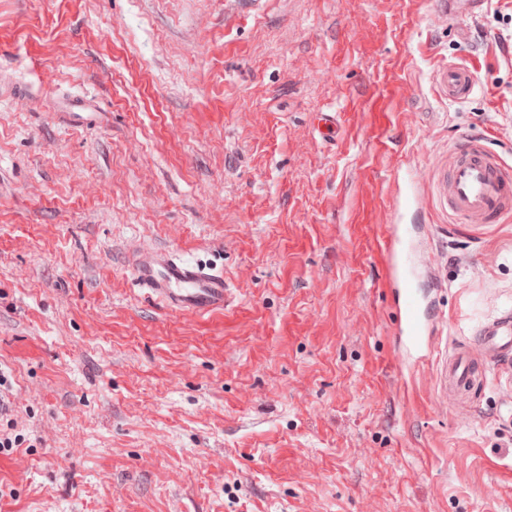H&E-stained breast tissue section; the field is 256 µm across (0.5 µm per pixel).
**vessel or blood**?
Segmentation results:
<instances>
[{
  "instance_id": "obj_1",
  "label": "vessel or blood",
  "mask_w": 512,
  "mask_h": 512,
  "mask_svg": "<svg viewBox=\"0 0 512 512\" xmlns=\"http://www.w3.org/2000/svg\"><path fill=\"white\" fill-rule=\"evenodd\" d=\"M435 83L446 98L461 101L474 93L477 73L471 65L449 62L436 73ZM410 184L423 189L431 204L457 224H497L512 217V172L479 137L464 138L413 172ZM390 221L392 232L380 250L399 316L402 360L412 363L425 355L436 316L413 286L419 267L400 214H393ZM133 272L144 299L174 311L208 316L223 311L227 303L223 274L187 262L169 250L139 255ZM478 334L485 363L512 364L511 308L482 322ZM442 377L452 387L463 389L473 382L475 367L463 354L443 368Z\"/></svg>"
}]
</instances>
